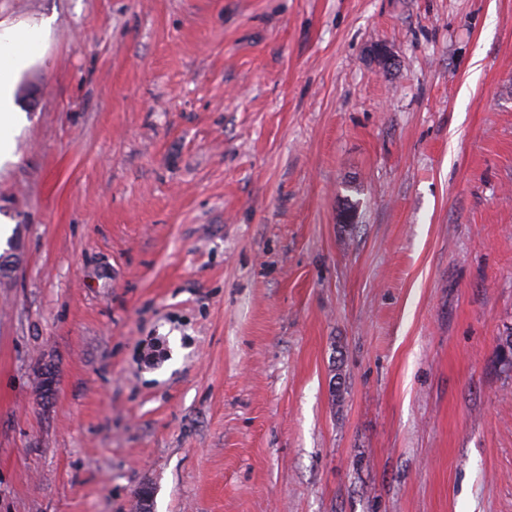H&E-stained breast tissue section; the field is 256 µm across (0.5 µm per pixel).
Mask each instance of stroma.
I'll return each mask as SVG.
<instances>
[{
  "label": "stroma",
  "mask_w": 512,
  "mask_h": 512,
  "mask_svg": "<svg viewBox=\"0 0 512 512\" xmlns=\"http://www.w3.org/2000/svg\"><path fill=\"white\" fill-rule=\"evenodd\" d=\"M44 18L0 512H512V0H0Z\"/></svg>",
  "instance_id": "obj_1"
}]
</instances>
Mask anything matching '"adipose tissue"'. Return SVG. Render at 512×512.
Here are the masks:
<instances>
[{
	"instance_id": "adipose-tissue-1",
	"label": "adipose tissue",
	"mask_w": 512,
	"mask_h": 512,
	"mask_svg": "<svg viewBox=\"0 0 512 512\" xmlns=\"http://www.w3.org/2000/svg\"><path fill=\"white\" fill-rule=\"evenodd\" d=\"M47 22L9 24L0 21V163L14 156V136L26 122L16 98L23 73L43 56Z\"/></svg>"
}]
</instances>
